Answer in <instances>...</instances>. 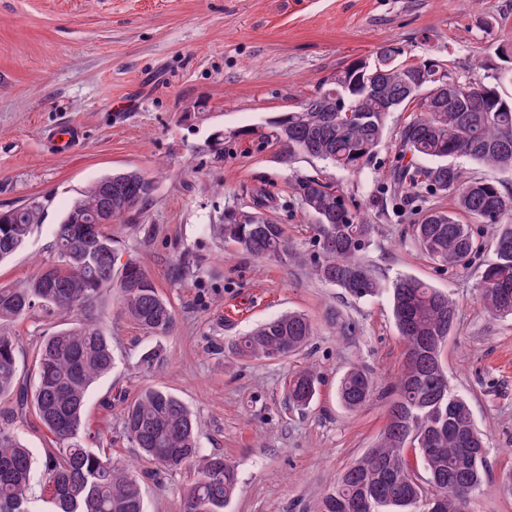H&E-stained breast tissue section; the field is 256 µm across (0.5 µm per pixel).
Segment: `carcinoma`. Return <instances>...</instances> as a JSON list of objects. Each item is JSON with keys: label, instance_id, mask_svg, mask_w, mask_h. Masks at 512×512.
<instances>
[{"label": "carcinoma", "instance_id": "1", "mask_svg": "<svg viewBox=\"0 0 512 512\" xmlns=\"http://www.w3.org/2000/svg\"><path fill=\"white\" fill-rule=\"evenodd\" d=\"M399 55L391 46L377 53L392 61L374 77L382 94L364 90L362 63L354 62L296 109L275 117L271 137L282 143L285 163L303 156L359 174L385 137L388 115L411 112L396 134L381 193L409 202L452 197V209L420 207L412 224L415 246L442 267L467 268L484 249L472 225H494V258L480 276L482 301L488 312L511 316L512 191L468 175L456 160L512 172V98L504 97L497 84L471 75L460 80L467 89L461 99L450 102L443 92L430 103L409 91L407 82L418 78L429 90L439 88L451 77L450 64L430 56L404 64ZM421 160L429 165L421 166ZM295 190L304 209L317 218L313 254L297 250L284 225L256 210L225 212L220 223L211 225L214 235L253 257L303 265L313 278L356 299L389 291L405 358L377 442L323 493L317 512H468L488 463L470 405L451 390L442 362L457 323L456 302L410 275L383 288L362 257L375 225L325 171L299 178ZM113 192L127 201L125 209L112 212L120 221L149 199L152 180L133 169ZM98 195L97 186L90 185L56 225V264L22 283L0 287V399L12 404L0 415V512H32L33 456L11 429L15 413L28 407L56 443L44 470L52 512H145L135 469L114 464L86 443L90 392L114 366L111 337L99 322L97 303L116 290L122 313L153 337L167 335L175 315L139 263L128 260L115 268L112 225L82 218L97 205ZM41 215L36 202L0 213V262L24 248ZM38 311L65 317L67 323L40 342L36 378L28 387L18 382L15 337L8 325ZM313 333L306 315L288 312L234 338L227 348L243 358L279 361L299 353ZM137 366L144 373L159 369V351H143ZM319 384L314 369L300 370L288 383L290 403L310 404ZM373 387V378L353 365L342 376L337 396L347 410L356 411ZM120 430L158 472L195 467L197 479L185 495L183 512H224L238 484L237 470L222 454L201 453L196 418L175 394L152 385L140 388L122 410Z\"/></svg>", "mask_w": 512, "mask_h": 512}]
</instances>
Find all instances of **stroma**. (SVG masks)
Listing matches in <instances>:
<instances>
[{"mask_svg": "<svg viewBox=\"0 0 512 512\" xmlns=\"http://www.w3.org/2000/svg\"><path fill=\"white\" fill-rule=\"evenodd\" d=\"M386 45L409 63L432 56L452 60L460 77L496 76L512 67V0H0V211L33 199L44 207L26 246L0 264V286L53 261L54 228L90 184L127 169L154 181L149 202L114 223L112 239L120 259L139 262L170 301L175 324L149 337L114 293L98 304L115 364L91 391L85 418L114 463L145 467L119 433L124 398L145 385L176 394L197 419L199 447L236 467L238 489L224 512H316L325 490L374 444L404 365L388 294L342 295L304 268L226 248L209 226L225 210L247 209L263 189L275 199L267 217L284 224L296 249L312 251L314 219L294 184L319 162L283 163L270 122L336 71L374 62ZM406 118L391 113L390 134L361 174L332 176L376 226L364 258L382 282L412 275L456 300L448 381L489 445L485 486L469 510L512 512V496L497 489L512 472V317L483 311L482 259L465 270L431 263L411 238V211H382L392 133ZM61 126L79 132L71 151L49 137ZM183 254L190 271L177 280L171 268ZM331 309L351 334L337 333ZM288 311L314 325L305 350L266 362L225 351V342ZM62 324L39 314L10 325L21 381H33L40 338ZM148 348L164 357L153 375L137 367ZM354 364L375 389L350 412L336 389ZM307 366L323 382L299 408L288 401V380ZM195 477L186 468L143 479L146 512H182Z\"/></svg>", "mask_w": 512, "mask_h": 512, "instance_id": "1", "label": "stroma"}]
</instances>
